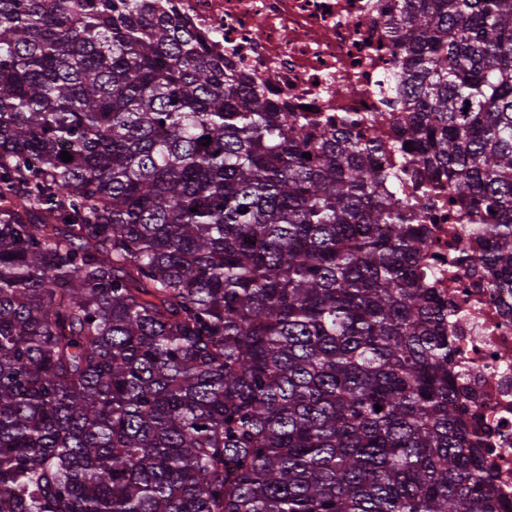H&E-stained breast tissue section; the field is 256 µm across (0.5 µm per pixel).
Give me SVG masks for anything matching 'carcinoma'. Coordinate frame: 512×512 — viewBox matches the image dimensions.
<instances>
[{
  "label": "carcinoma",
  "instance_id": "carcinoma-1",
  "mask_svg": "<svg viewBox=\"0 0 512 512\" xmlns=\"http://www.w3.org/2000/svg\"><path fill=\"white\" fill-rule=\"evenodd\" d=\"M383 25L387 171L152 0H0V512H512L417 227L512 280V0Z\"/></svg>",
  "mask_w": 512,
  "mask_h": 512
}]
</instances>
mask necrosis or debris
Masks as SVG:
<instances>
[{
  "label": "necrosis or debris",
  "instance_id": "4bbe7bcc",
  "mask_svg": "<svg viewBox=\"0 0 512 512\" xmlns=\"http://www.w3.org/2000/svg\"><path fill=\"white\" fill-rule=\"evenodd\" d=\"M176 11L211 56L229 62L288 114L311 107L336 119L367 117L385 143L401 132L402 112L380 90L393 53L381 25L388 0H155ZM448 191L440 189L423 221L424 278L464 316L448 330L453 366L467 388L449 407L454 417L490 434L484 455L501 488L512 490V282L473 263L448 272V247L478 256L467 234L448 239Z\"/></svg>",
  "mask_w": 512,
  "mask_h": 512
}]
</instances>
